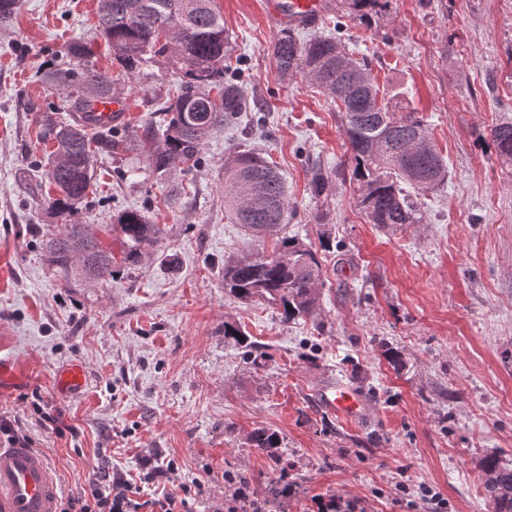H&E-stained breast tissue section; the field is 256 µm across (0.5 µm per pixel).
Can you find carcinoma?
Here are the masks:
<instances>
[{
  "label": "carcinoma",
  "instance_id": "obj_1",
  "mask_svg": "<svg viewBox=\"0 0 512 512\" xmlns=\"http://www.w3.org/2000/svg\"><path fill=\"white\" fill-rule=\"evenodd\" d=\"M389 0H344L347 16L371 24ZM99 35L119 67L110 77L91 62L92 50L75 41L66 56L74 62L56 73L54 84L73 112H88L94 102L116 99L118 85L135 73L161 63L178 76L176 96L158 98V121L137 140L158 183L172 173L201 164L203 148L214 131L235 124L246 111L235 77L240 58L224 31L216 0H97ZM329 34L299 39L284 27L270 47L278 79L299 75L329 97L342 112L343 132L351 151V176L360 184L359 205L369 222L398 231L421 224L423 212L412 192L435 190L448 181V163L431 138L419 113L387 99L370 62L345 51L338 17L328 19ZM41 138L54 143L46 172L55 195L44 204L51 215L66 222L84 203L94 185V161L100 152L128 148L119 126L93 131L77 122L59 119L57 112L39 113ZM496 155L512 167V121L490 130ZM224 209L236 224L258 239L275 238L269 252L224 260V292L249 302L258 299L285 320L312 314L323 285V267L316 250L284 233L293 217L287 185L279 170L264 156L239 150L224 164ZM122 235L121 258L104 247L80 224L67 234L50 238L51 263L64 275L73 268L93 281L109 280L117 269L132 267L157 246L162 234L147 212L131 209L115 220ZM256 450L273 454L280 448L275 432L259 429L249 437ZM482 486L495 512H512V466L497 456L482 459Z\"/></svg>",
  "mask_w": 512,
  "mask_h": 512
}]
</instances>
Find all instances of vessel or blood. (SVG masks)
<instances>
[{"mask_svg": "<svg viewBox=\"0 0 512 512\" xmlns=\"http://www.w3.org/2000/svg\"><path fill=\"white\" fill-rule=\"evenodd\" d=\"M323 7L322 0H273L275 15L282 21L302 26L312 22ZM95 113L78 112L74 118L86 124L99 118L101 124L120 122L126 108L118 100H101ZM61 389L79 394L84 386V369L80 363L69 364L60 374ZM322 403L330 411L346 418L358 417L363 409L361 394L354 388L339 384L325 389ZM57 483L45 457L31 448L16 446L0 448V512H55Z\"/></svg>", "mask_w": 512, "mask_h": 512, "instance_id": "1", "label": "vessel or blood"}]
</instances>
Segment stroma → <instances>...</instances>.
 Listing matches in <instances>:
<instances>
[{
    "mask_svg": "<svg viewBox=\"0 0 512 512\" xmlns=\"http://www.w3.org/2000/svg\"><path fill=\"white\" fill-rule=\"evenodd\" d=\"M96 5L22 0L0 26V418L32 438L60 496L79 492L101 456L133 473L151 455L177 471L142 500L185 483L196 489L191 512H226L229 474L247 477L263 512H322L332 500L354 512H430L425 487L439 512H494L480 462L494 453L512 464V168L489 132L512 118V0H391L375 24H348L347 50L370 58L382 90L403 91L448 164L447 182L421 198L424 223L398 233L359 205L335 103L305 77H275L270 0H218L246 108L265 105L266 131L244 119L211 137L201 166L174 174L188 197L173 206L137 147L98 155L78 222L117 253L115 216L148 206L163 234L153 255L90 283L50 264L46 242L65 227L48 218L33 169L49 152L39 110L71 118L49 79L66 43L90 40L97 69L112 70ZM173 83L156 66L122 84L130 139ZM240 148L287 178L288 233L316 248L324 271L312 315L286 322L263 301L224 293L225 257L272 248L224 215V163ZM315 166L332 176L319 196ZM319 212L326 223H315ZM228 322L262 361L225 342ZM72 360L88 382L67 397L55 373ZM339 382L366 400L358 421L320 400ZM46 413L69 433L43 431ZM257 428L279 435L280 460L249 448Z\"/></svg>",
    "mask_w": 512,
    "mask_h": 512,
    "instance_id": "1",
    "label": "stroma"
}]
</instances>
